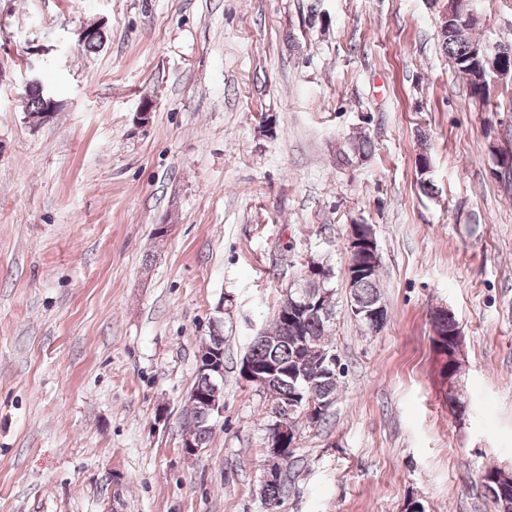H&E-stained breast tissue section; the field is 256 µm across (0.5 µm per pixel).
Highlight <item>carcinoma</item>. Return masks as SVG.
<instances>
[{"label":"carcinoma","instance_id":"1","mask_svg":"<svg viewBox=\"0 0 512 512\" xmlns=\"http://www.w3.org/2000/svg\"><path fill=\"white\" fill-rule=\"evenodd\" d=\"M474 29L467 20L457 24L442 25L437 37L444 54L451 60L452 66L467 79L471 97L481 104L491 102L494 91L491 86L489 69L482 60L472 54L471 47L477 39L471 36ZM369 156L371 142L359 137L352 142L349 152L339 155L347 162L350 156ZM380 268L373 266L370 274L351 282L350 305L372 307L382 303L378 287ZM336 316L335 299L323 301V307L306 310L293 322L276 313L269 330L256 337L246 357L258 364H274L278 371L269 377L262 391L271 397V403L277 404L284 399H293L302 389L312 384L328 397L338 395L339 378L330 379L323 375L319 363V351L331 350L329 336L333 331ZM455 321L435 323L433 331L439 337L432 338L434 350L440 357L441 375L450 377L448 347L452 346L457 334ZM183 432L192 439L209 443L212 425L201 409L193 408L183 413Z\"/></svg>","mask_w":512,"mask_h":512}]
</instances>
